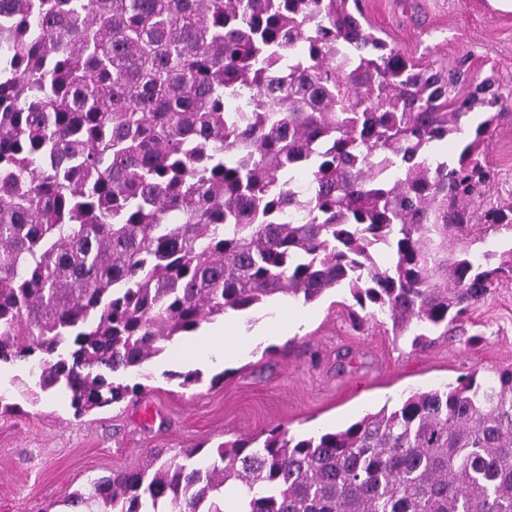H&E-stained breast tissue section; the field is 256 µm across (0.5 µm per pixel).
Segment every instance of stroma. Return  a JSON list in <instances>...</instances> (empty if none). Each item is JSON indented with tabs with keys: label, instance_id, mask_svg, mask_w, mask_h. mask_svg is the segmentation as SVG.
Listing matches in <instances>:
<instances>
[{
	"label": "stroma",
	"instance_id": "1",
	"mask_svg": "<svg viewBox=\"0 0 512 512\" xmlns=\"http://www.w3.org/2000/svg\"><path fill=\"white\" fill-rule=\"evenodd\" d=\"M390 44L440 64L468 56L479 75H493L512 94V9L497 0H416L420 24L402 15L403 0H364ZM497 169L494 198L512 196V115L489 142ZM351 299L333 290L292 308L303 322L290 336H269L220 365H198L168 352L149 367L137 396L74 418L59 395L0 418V512H64V498L88 478L138 470L157 449L216 447L279 427L292 435L339 429L366 413L391 411L413 391L445 388L467 373L512 367V280L494 283L487 298L427 349L369 323L352 329ZM204 381L182 387L179 373ZM224 379L211 384L216 373Z\"/></svg>",
	"mask_w": 512,
	"mask_h": 512
}]
</instances>
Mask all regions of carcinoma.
<instances>
[{"label":"carcinoma","mask_w":512,"mask_h":512,"mask_svg":"<svg viewBox=\"0 0 512 512\" xmlns=\"http://www.w3.org/2000/svg\"><path fill=\"white\" fill-rule=\"evenodd\" d=\"M494 87L390 45L363 0H0V365L79 418L202 324L330 289L352 327L434 343L512 276ZM66 504L512 512V369L342 430L160 449Z\"/></svg>","instance_id":"carcinoma-1"}]
</instances>
